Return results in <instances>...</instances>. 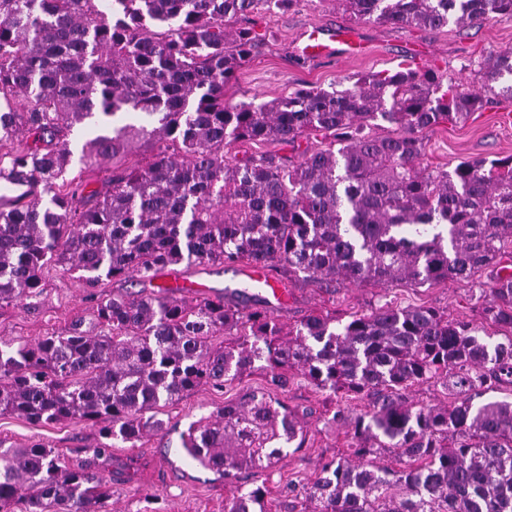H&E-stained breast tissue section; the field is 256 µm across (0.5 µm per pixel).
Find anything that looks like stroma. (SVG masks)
<instances>
[{
  "mask_svg": "<svg viewBox=\"0 0 512 512\" xmlns=\"http://www.w3.org/2000/svg\"><path fill=\"white\" fill-rule=\"evenodd\" d=\"M248 20L260 38V47L253 59L236 70L226 90L225 100L229 103L269 101L310 87L342 90L359 78L415 62L421 69L472 86L476 83V70L490 52L512 51V18H489L465 28L451 23L439 29L362 20L358 23L364 42L361 55L312 62L297 54L296 43L309 25L333 28L350 22V15L337 0H296L287 9L258 10ZM507 113L512 114V99L496 96L484 110L463 121L421 130L422 166L450 170L467 160L512 156V122L503 119ZM497 272L498 267L490 265L480 268L469 281L448 280L414 287L373 282L326 285L286 275L279 268L273 275L286 288V300L273 303L257 296L250 299L249 305L265 310L286 329L312 313H329L344 322L353 314L366 313L386 303L432 305L445 311L449 318L480 325L484 322L481 293L492 285ZM168 273L206 281L213 294L223 295L228 306L237 303L235 291L243 286L242 269L238 266L180 264L169 267ZM92 312L88 290L76 274L53 268L46 275L38 311L0 305V337L32 341L64 330L75 319H90ZM252 392L280 399L292 412L303 415L306 440L302 448L272 471L242 472L232 479L190 462L181 439L189 425ZM366 405L363 398L316 389L297 372L283 389L261 371L243 376L221 391L198 388L179 402L160 407L156 416L163 421V430L144 438L139 447L130 448L120 442L112 446L109 510L224 512L234 495L257 487L265 489L269 504H277L286 491L311 483L322 461L348 454L351 439L347 419L363 412ZM340 408L344 409L345 418L334 419V411ZM99 440L98 428L82 421L43 424L0 414L1 445L18 448L41 442L54 448L72 466L84 458L86 448Z\"/></svg>",
  "mask_w": 512,
  "mask_h": 512,
  "instance_id": "obj_1",
  "label": "stroma"
}]
</instances>
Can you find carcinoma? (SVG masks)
<instances>
[{
    "label": "carcinoma",
    "instance_id": "cac0c4a2",
    "mask_svg": "<svg viewBox=\"0 0 512 512\" xmlns=\"http://www.w3.org/2000/svg\"><path fill=\"white\" fill-rule=\"evenodd\" d=\"M0 0V92L26 101L0 113V304L36 310L44 270L153 280L172 265L247 262L340 284L468 281L512 240V156L420 166L417 131L465 119L488 94L512 98V52L477 71L480 91L410 66L343 90L301 89L270 102L224 101L235 69L258 47L251 26L224 17L296 0ZM353 17L425 28L512 16V0H340ZM382 120L398 132L373 136ZM88 132L94 167L133 143L153 144L144 168H112L107 188L65 177L70 136ZM329 140L288 165L238 159L239 141ZM504 333L432 306L385 303L344 324L311 315L292 330L258 308L160 288L97 304L94 321L33 342L0 339V412L33 422L79 420L105 441L76 466L35 442L0 453V512H108L112 477L100 459L116 439L134 448L163 421L160 404L202 386L222 389L255 370L283 387L296 370L316 388L363 395L350 420L353 461L324 462L302 488L301 512H512V402L480 401L512 386V273L483 308ZM233 336L231 343L222 341ZM452 400L418 404L410 389ZM304 423L282 402L250 393L188 428V458L228 479L265 471L302 447ZM395 448L403 467H379ZM228 512H269L257 487ZM410 398L414 402H420L425 404H436L440 402H449L451 399L442 390L440 386H434L430 383H424L416 385L411 389L409 393Z\"/></svg>",
    "mask_w": 512,
    "mask_h": 512
}]
</instances>
